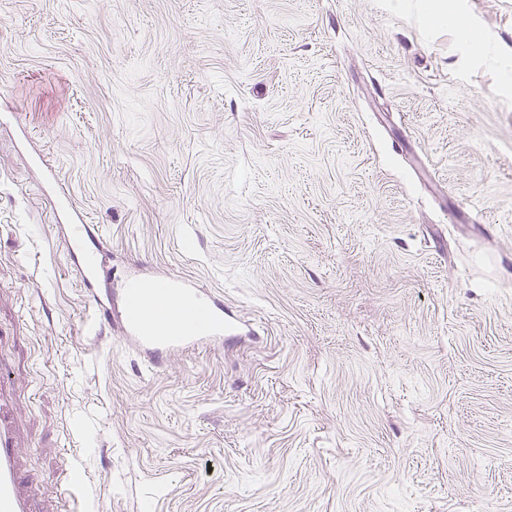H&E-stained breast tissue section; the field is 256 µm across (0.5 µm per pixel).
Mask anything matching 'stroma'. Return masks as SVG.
<instances>
[{
    "instance_id": "1",
    "label": "stroma",
    "mask_w": 512,
    "mask_h": 512,
    "mask_svg": "<svg viewBox=\"0 0 512 512\" xmlns=\"http://www.w3.org/2000/svg\"><path fill=\"white\" fill-rule=\"evenodd\" d=\"M0 0V362L36 512H512V0ZM114 277L259 325L98 343ZM86 489L59 510L65 479ZM446 0H418L415 5L424 21L430 24L448 22V3ZM73 216L67 224L65 243L80 278L88 302L92 324H117L122 339L148 351L155 365L174 352L195 348L199 344L223 342L237 336L238 323L224 310V302L211 300V315L206 330L186 318L192 302L209 297L194 279L172 276L163 285L156 278L139 273L127 276L119 290L122 306L112 309V267L106 264L110 251L103 247L104 235L96 224H86L83 213L70 201L67 209ZM89 244V248H83Z\"/></svg>"
}]
</instances>
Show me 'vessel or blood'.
I'll list each match as a JSON object with an SVG mask.
<instances>
[{"label":"vessel or blood","mask_w":512,"mask_h":512,"mask_svg":"<svg viewBox=\"0 0 512 512\" xmlns=\"http://www.w3.org/2000/svg\"><path fill=\"white\" fill-rule=\"evenodd\" d=\"M71 214L65 242L94 325H117L122 339L148 351L157 364L171 353L238 334L237 321L220 300L212 303L207 329L187 319L189 304L207 295L194 279L172 276L160 285L155 277L133 274L113 291L100 227L87 223L79 209ZM11 390L10 373L0 366V512H33L39 490L20 479V436L7 404Z\"/></svg>","instance_id":"b4317fda"}]
</instances>
